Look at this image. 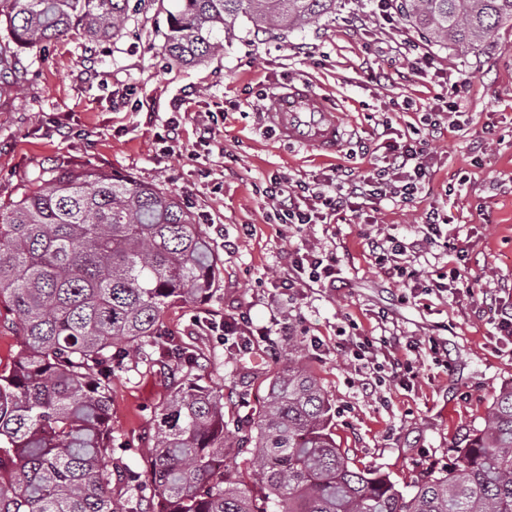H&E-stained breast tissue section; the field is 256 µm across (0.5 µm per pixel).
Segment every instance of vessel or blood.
Here are the masks:
<instances>
[{"label": "vessel or blood", "mask_w": 512, "mask_h": 512, "mask_svg": "<svg viewBox=\"0 0 512 512\" xmlns=\"http://www.w3.org/2000/svg\"><path fill=\"white\" fill-rule=\"evenodd\" d=\"M266 121L283 142L322 157L336 154L344 142L337 105L304 81L277 94Z\"/></svg>", "instance_id": "obj_1"}]
</instances>
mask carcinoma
<instances>
[{
	"mask_svg": "<svg viewBox=\"0 0 512 512\" xmlns=\"http://www.w3.org/2000/svg\"><path fill=\"white\" fill-rule=\"evenodd\" d=\"M129 0H0L13 46L0 45V92L17 84L14 47L81 28L92 41L122 33ZM402 18L435 42L475 52L506 22L512 0H401ZM336 0H175L162 49L198 64L224 49L239 19L257 32L303 29ZM216 265L192 213L156 184L91 166L56 168L0 207V303L19 349L0 371V512H512V388L484 427L452 448L411 491L359 469L336 444L332 404L313 372L288 360L258 417L228 438L224 394L186 377L155 423L144 479L112 436V366L159 345L173 304L214 291ZM175 370L194 355L173 345ZM246 452L230 479L224 460ZM125 498L112 497V478Z\"/></svg>",
	"mask_w": 512,
	"mask_h": 512,
	"instance_id": "1",
	"label": "carcinoma"
}]
</instances>
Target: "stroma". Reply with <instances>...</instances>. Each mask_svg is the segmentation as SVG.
I'll use <instances>...</instances> for the list:
<instances>
[{"mask_svg":"<svg viewBox=\"0 0 512 512\" xmlns=\"http://www.w3.org/2000/svg\"><path fill=\"white\" fill-rule=\"evenodd\" d=\"M171 0H129L118 37L89 40L73 31L21 50L20 88L0 96V205L42 170L87 163L171 192L188 207L218 261V286L206 301L171 306L167 340L193 350V376L220 388L229 432L247 425L269 382L288 361L307 364L331 400L337 445L361 466L411 488L420 472L448 462V450L480 428L494 398L512 387V343L500 340L481 294L512 307V25L482 50L461 56L401 18L380 19L376 0H336L335 14L304 30L254 34L239 21L223 51L188 66L162 51ZM468 84L464 122L430 139V176L409 203L375 202V223L357 217L297 227L269 220L259 184L286 176L309 184L336 175V158L281 143L262 124L286 85L309 80L337 100L356 149L355 173L381 165L378 126L410 134L425 112L447 111V92ZM220 112L219 146L197 141L199 120ZM178 118V142L162 139ZM466 178L464 190L449 185ZM454 218L451 243L473 296L427 292L449 256L424 243L410 254L421 286L389 277L368 242L388 234L420 240L431 207ZM304 245L336 250V286L274 285L283 257ZM268 333L240 350L211 324L239 313ZM414 360L417 378L392 376V357ZM173 374L165 356L126 362L112 378V434L124 463L148 467L153 419L167 402Z\"/></svg>","mask_w":512,"mask_h":512,"instance_id":"obj_1","label":"stroma"}]
</instances>
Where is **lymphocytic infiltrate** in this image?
<instances>
[{
	"label": "lymphocytic infiltrate",
	"mask_w": 512,
	"mask_h": 512,
	"mask_svg": "<svg viewBox=\"0 0 512 512\" xmlns=\"http://www.w3.org/2000/svg\"><path fill=\"white\" fill-rule=\"evenodd\" d=\"M383 148V170L367 175L338 170L335 182L325 191H313L306 183L285 177L271 179L263 195L271 202L275 219L281 224H319L355 211L362 200H413L430 173L424 141L411 136L388 138ZM335 282L334 255L298 248L289 252L287 273L277 285L289 292L302 284L328 286Z\"/></svg>",
	"instance_id": "1"
}]
</instances>
